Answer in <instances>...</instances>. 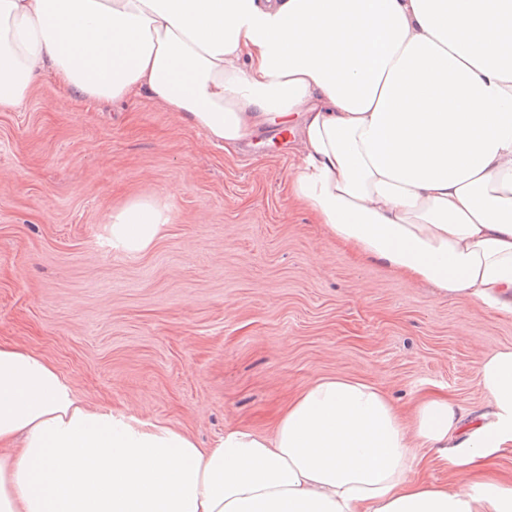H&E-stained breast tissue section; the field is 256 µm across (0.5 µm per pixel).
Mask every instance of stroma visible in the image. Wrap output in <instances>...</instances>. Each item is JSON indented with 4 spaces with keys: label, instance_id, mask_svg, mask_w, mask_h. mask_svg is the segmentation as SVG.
Returning <instances> with one entry per match:
<instances>
[{
    "label": "stroma",
    "instance_id": "stroma-1",
    "mask_svg": "<svg viewBox=\"0 0 512 512\" xmlns=\"http://www.w3.org/2000/svg\"><path fill=\"white\" fill-rule=\"evenodd\" d=\"M286 129L227 153L148 97L87 101L36 82L0 112V345L39 355L92 407L208 447L270 432L312 381L375 383L402 409L485 407L478 366L512 316L359 259L297 206ZM166 204L136 257L113 213Z\"/></svg>",
    "mask_w": 512,
    "mask_h": 512
}]
</instances>
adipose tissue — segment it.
I'll use <instances>...</instances> for the list:
<instances>
[{
	"label": "adipose tissue",
	"mask_w": 512,
	"mask_h": 512,
	"mask_svg": "<svg viewBox=\"0 0 512 512\" xmlns=\"http://www.w3.org/2000/svg\"><path fill=\"white\" fill-rule=\"evenodd\" d=\"M51 76L87 100L144 95L232 151L295 129L294 199L359 258L512 316V0H0V111ZM166 206L112 217L146 251ZM488 409L403 413L375 384L315 379L271 436L200 448L84 404L0 345V512H512V484L422 479L512 443V347L478 367Z\"/></svg>",
	"instance_id": "1"
}]
</instances>
